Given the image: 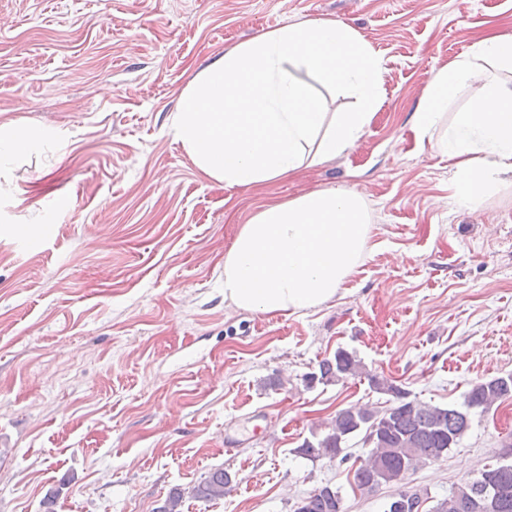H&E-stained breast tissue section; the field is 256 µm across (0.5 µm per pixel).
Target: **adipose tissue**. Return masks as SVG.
Instances as JSON below:
<instances>
[{
    "label": "adipose tissue",
    "mask_w": 512,
    "mask_h": 512,
    "mask_svg": "<svg viewBox=\"0 0 512 512\" xmlns=\"http://www.w3.org/2000/svg\"><path fill=\"white\" fill-rule=\"evenodd\" d=\"M384 63L333 19L283 26L239 43L188 82L170 131L207 177L258 187L322 165L361 139L380 106ZM477 94L458 112L463 87ZM352 99L330 112L326 95ZM418 151L448 160L454 205L474 214L512 187V33L473 42L432 70L412 114ZM364 196L312 190L261 208L224 255V301L254 313H305L335 298L368 253Z\"/></svg>",
    "instance_id": "obj_1"
}]
</instances>
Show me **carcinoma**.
<instances>
[{
	"instance_id": "cac0c4a2",
	"label": "carcinoma",
	"mask_w": 512,
	"mask_h": 512,
	"mask_svg": "<svg viewBox=\"0 0 512 512\" xmlns=\"http://www.w3.org/2000/svg\"><path fill=\"white\" fill-rule=\"evenodd\" d=\"M363 375L361 361L338 349L318 364L308 382L328 384ZM371 386L389 396L388 406L373 410L356 405L336 412L329 432L316 434L293 449L295 455L316 461L336 459L347 448L351 437H375L373 448L355 469L353 481L363 493H373L384 485L402 482L416 467L442 458L460 442L471 427L472 412H485L492 404L512 394V374L480 380L471 385L462 407L432 405L385 379L370 376ZM232 478L222 468L210 470L191 490V497L212 501L224 497ZM184 491L169 493L156 512H181ZM294 512H344L338 490L325 485L311 491L295 506ZM432 512H512V462L484 471L480 478L455 486Z\"/></svg>"
}]
</instances>
